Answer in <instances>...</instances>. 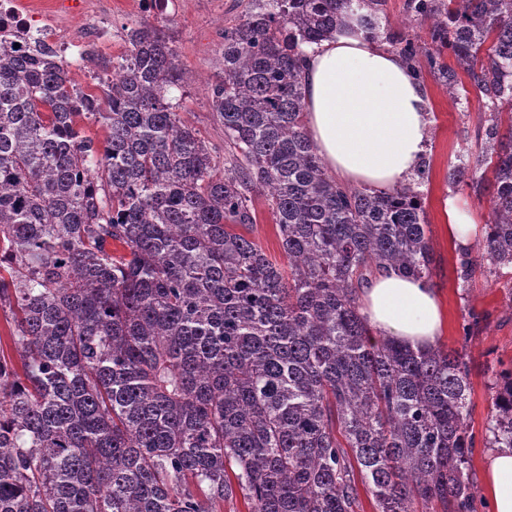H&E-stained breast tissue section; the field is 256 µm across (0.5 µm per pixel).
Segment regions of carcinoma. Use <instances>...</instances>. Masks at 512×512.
<instances>
[{"label":"carcinoma","instance_id":"obj_1","mask_svg":"<svg viewBox=\"0 0 512 512\" xmlns=\"http://www.w3.org/2000/svg\"><path fill=\"white\" fill-rule=\"evenodd\" d=\"M248 0L224 28L208 94L224 160L177 112L173 48L127 30L99 95L53 55L0 40V512H477L459 348L373 341L358 289L378 268L429 279L420 187L343 186L305 124V45L356 13L452 101L479 90L477 154L448 182L492 192L479 243L512 268V0ZM453 57L455 67L448 66ZM106 131L98 142L80 122ZM508 122L509 140L501 134ZM261 197L288 267L247 236ZM489 448H512V369L490 381ZM383 9L395 31L408 34L410 37H417L421 40L427 39V30L424 25L416 22H408L403 11V0H386Z\"/></svg>","mask_w":512,"mask_h":512}]
</instances>
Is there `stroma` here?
I'll use <instances>...</instances> for the list:
<instances>
[{"instance_id":"stroma-1","label":"stroma","mask_w":512,"mask_h":512,"mask_svg":"<svg viewBox=\"0 0 512 512\" xmlns=\"http://www.w3.org/2000/svg\"><path fill=\"white\" fill-rule=\"evenodd\" d=\"M246 3L247 0H169L165 14L147 17L138 0H91L88 9L72 18V27L86 28L104 17L112 25V39L96 46L95 61L72 71L71 76L86 92H98V78L103 74L99 60L122 54L127 47L126 28L149 20L169 37L177 52L183 73L182 118L199 131L216 153H223L224 129L213 117L207 88L220 76L215 60L224 27L241 14ZM424 84L433 119L427 155L430 171L425 186L426 220L435 259L430 283L439 295L445 318L439 344L459 347L462 324L473 326L466 347L471 368L469 427L476 438L470 466L477 477L487 454L483 438L492 408L488 378L492 371L512 367V270L506 268L494 276L479 273L467 285L460 279L459 249L448 234L443 204L447 198H455L475 223L482 225L489 216L490 196L464 184H450L448 171L457 155L475 149L478 129L487 114L482 96L475 89H468L465 98L456 103L449 100L434 79L425 78Z\"/></svg>"}]
</instances>
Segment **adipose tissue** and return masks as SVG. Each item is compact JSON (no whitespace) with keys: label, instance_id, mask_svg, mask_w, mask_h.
Instances as JSON below:
<instances>
[{"label":"adipose tissue","instance_id":"obj_1","mask_svg":"<svg viewBox=\"0 0 512 512\" xmlns=\"http://www.w3.org/2000/svg\"><path fill=\"white\" fill-rule=\"evenodd\" d=\"M302 84L308 135L335 180L389 190L421 166L432 126L428 92L353 17L307 49ZM359 312L375 337L415 348L435 345L444 329L436 290L394 269L360 289ZM481 488L491 512H512V448L486 455Z\"/></svg>","mask_w":512,"mask_h":512}]
</instances>
